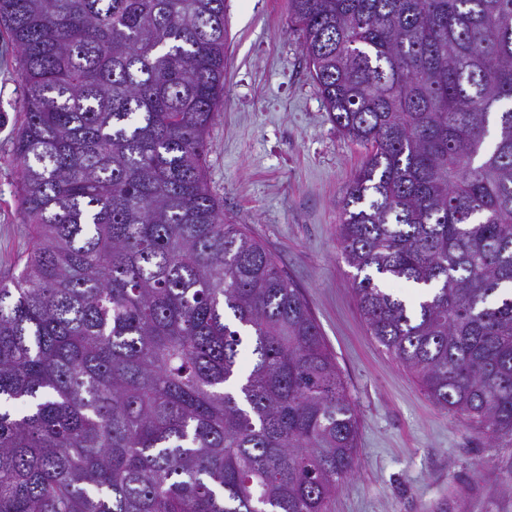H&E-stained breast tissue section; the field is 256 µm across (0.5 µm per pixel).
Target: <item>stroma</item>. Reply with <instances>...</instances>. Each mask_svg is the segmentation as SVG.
I'll use <instances>...</instances> for the list:
<instances>
[{
    "mask_svg": "<svg viewBox=\"0 0 512 512\" xmlns=\"http://www.w3.org/2000/svg\"><path fill=\"white\" fill-rule=\"evenodd\" d=\"M224 103L207 179L224 217L260 240L301 289L356 406V467L330 512H512V447L431 401L367 331L336 236L363 147L331 122L288 25V0H226ZM18 54L0 31V280L31 245L13 156Z\"/></svg>",
    "mask_w": 512,
    "mask_h": 512,
    "instance_id": "1",
    "label": "stroma"
}]
</instances>
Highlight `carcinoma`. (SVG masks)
I'll use <instances>...</instances> for the list:
<instances>
[{
    "mask_svg": "<svg viewBox=\"0 0 512 512\" xmlns=\"http://www.w3.org/2000/svg\"><path fill=\"white\" fill-rule=\"evenodd\" d=\"M224 5L0 0L32 227L0 281V512H329L355 468L308 302L208 186ZM288 22L366 150L338 244L370 335L512 443V0H288Z\"/></svg>",
    "mask_w": 512,
    "mask_h": 512,
    "instance_id": "obj_1",
    "label": "carcinoma"
}]
</instances>
